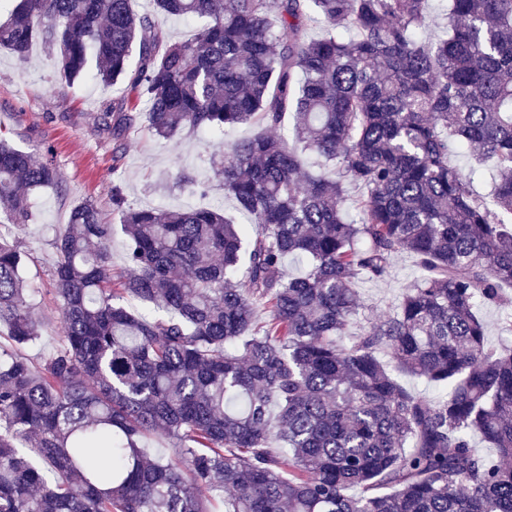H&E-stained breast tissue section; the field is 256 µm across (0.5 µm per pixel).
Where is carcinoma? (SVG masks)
<instances>
[{
  "instance_id": "1",
  "label": "carcinoma",
  "mask_w": 512,
  "mask_h": 512,
  "mask_svg": "<svg viewBox=\"0 0 512 512\" xmlns=\"http://www.w3.org/2000/svg\"><path fill=\"white\" fill-rule=\"evenodd\" d=\"M153 6L202 26L171 41L131 0H12L0 50L39 43L69 84L125 82L103 113L118 151L140 115L169 141L252 127L174 181L205 197L219 179L246 222L134 207L114 185V272L112 225L73 205L51 272L60 342L34 367L9 234L61 180L51 149L0 135V512H512V348L488 346L480 315L512 304V0H448L431 45L430 0ZM458 151L492 173L493 204L449 164ZM403 252L420 280L339 341L362 309L355 276L382 280ZM404 373L447 391L425 399ZM159 436L168 457L145 448Z\"/></svg>"
}]
</instances>
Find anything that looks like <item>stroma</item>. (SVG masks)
I'll return each instance as SVG.
<instances>
[{
	"instance_id": "obj_1",
	"label": "stroma",
	"mask_w": 512,
	"mask_h": 512,
	"mask_svg": "<svg viewBox=\"0 0 512 512\" xmlns=\"http://www.w3.org/2000/svg\"><path fill=\"white\" fill-rule=\"evenodd\" d=\"M127 95L122 84L106 86L87 77L66 84L60 81L53 57L33 48L28 63L8 52L0 53V131L17 146L51 147L63 181L61 190L47 189L34 197L38 223L20 231L29 254L27 279L31 301L40 321V339L24 354L40 366L54 351L60 336V315L49 295L50 272L56 260L53 240L63 231L72 203L94 202L106 223H117L112 185L120 183L129 204L182 208L201 203L221 206L235 216L236 203L213 183L207 198L180 192L174 185L178 172H199L216 140L207 134L184 131L172 141L157 140L143 124L130 130L122 153H115L111 133L100 117ZM418 277L411 254L395 257L389 275L380 281L356 280L363 308L360 322H373L392 312L407 286Z\"/></svg>"
}]
</instances>
